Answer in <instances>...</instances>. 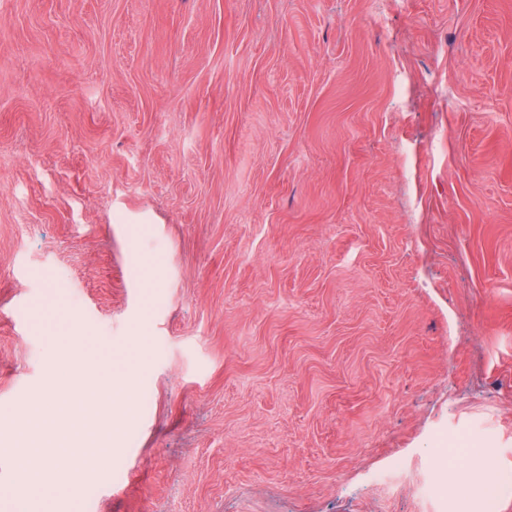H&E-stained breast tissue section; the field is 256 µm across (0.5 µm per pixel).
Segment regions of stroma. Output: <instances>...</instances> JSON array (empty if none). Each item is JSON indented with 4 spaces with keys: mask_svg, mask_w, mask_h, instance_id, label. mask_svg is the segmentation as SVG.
<instances>
[{
    "mask_svg": "<svg viewBox=\"0 0 512 512\" xmlns=\"http://www.w3.org/2000/svg\"><path fill=\"white\" fill-rule=\"evenodd\" d=\"M105 363L137 415L46 510L16 411ZM451 463L512 474V0H0V512H447Z\"/></svg>",
    "mask_w": 512,
    "mask_h": 512,
    "instance_id": "stroma-1",
    "label": "stroma"
}]
</instances>
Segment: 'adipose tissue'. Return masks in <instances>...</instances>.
<instances>
[{
  "instance_id": "ef3b65f1",
  "label": "adipose tissue",
  "mask_w": 512,
  "mask_h": 512,
  "mask_svg": "<svg viewBox=\"0 0 512 512\" xmlns=\"http://www.w3.org/2000/svg\"><path fill=\"white\" fill-rule=\"evenodd\" d=\"M66 393V387L55 386L44 398L30 402L22 410V420L31 436L27 450L19 454L24 487L46 501L57 500L67 491L68 481L60 474L56 463L57 453L67 450V440L61 437L51 441V453H42L40 430L43 420L55 417L87 423L82 445L78 451L70 452L71 460L77 468L100 470L108 465L112 443L120 436L119 428L108 422L107 411L115 409L131 418L137 410L136 395L125 374L109 366L104 368L101 379L85 398L70 400Z\"/></svg>"
}]
</instances>
